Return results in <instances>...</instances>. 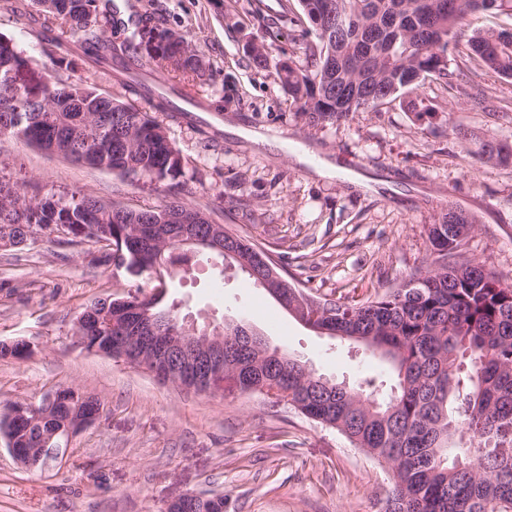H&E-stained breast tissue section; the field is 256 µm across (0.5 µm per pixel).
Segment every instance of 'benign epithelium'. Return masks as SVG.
Returning a JSON list of instances; mask_svg holds the SVG:
<instances>
[{
    "label": "benign epithelium",
    "instance_id": "obj_1",
    "mask_svg": "<svg viewBox=\"0 0 512 512\" xmlns=\"http://www.w3.org/2000/svg\"><path fill=\"white\" fill-rule=\"evenodd\" d=\"M222 240H224V225L213 224L210 236L206 239L198 237L193 230L184 232L180 238V246L191 251L201 247L213 249L224 255V261L228 263L232 257L236 256V252L224 246ZM259 283L288 313L307 326H312L321 316L322 309L318 302L298 296L288 297L283 290L282 279L277 275L272 273L261 276ZM86 321L87 315L83 313L76 323L77 341L86 350L113 356L134 367L146 370L165 383L171 382L194 390H207L216 378L224 376V337L253 335L252 331L241 324L227 323L224 329L216 330L211 334L200 335L195 328L185 326L171 336H157L152 320L145 319L128 327V331L133 333L131 340L141 343V346L123 347L116 352L112 347L101 346L86 335L84 329ZM87 399L88 395L79 392L75 387L63 385L48 394L41 405L16 403L0 418L8 424L28 419L36 421L50 416L56 409L65 406L71 410L70 421L62 437V440L66 441L98 420L100 411L82 407ZM5 438L13 458L28 469L43 467L50 458L61 453L59 448L48 447L51 443L49 439L41 448H23L17 436L7 433ZM204 500L206 497L192 493L179 494L165 503L163 512H182L186 505Z\"/></svg>",
    "mask_w": 512,
    "mask_h": 512
}]
</instances>
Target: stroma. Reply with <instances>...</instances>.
<instances>
[{
  "mask_svg": "<svg viewBox=\"0 0 512 512\" xmlns=\"http://www.w3.org/2000/svg\"><path fill=\"white\" fill-rule=\"evenodd\" d=\"M0 0V35L52 80H89L127 94L107 71L88 72L69 54L76 40L38 26ZM119 17L156 14L191 44L201 67L163 73L138 67L167 99L196 97L198 112L157 113L184 157L186 198L211 219L266 248L283 276L327 298L364 300L425 265L424 228L447 207L474 216L470 258L512 283V162L487 159L485 143L512 145V79L452 60L451 83L428 80L389 104L337 125L309 126L296 114L275 68L256 69L246 47L266 40L256 12L273 16L281 60L301 63L298 0H113ZM492 109H473L471 98ZM330 161L340 172L318 176ZM0 165L29 193L87 194L132 209L161 206L160 185L0 139ZM88 240L43 239L0 246V342L24 341V359L0 357V410L40 403L62 385L96 396L99 420L73 436L64 457L41 468L16 463L0 437V512H161L178 493H218L224 512H384L387 465L335 429L232 379L205 393L157 382L147 372L82 348L74 335L100 298L152 292L147 276L100 263ZM166 301L197 326L241 322L270 348L316 373L357 385L376 364L354 343L310 331L236 266L215 274L201 255L193 275L167 283Z\"/></svg>",
  "mask_w": 512,
  "mask_h": 512,
  "instance_id": "obj_1",
  "label": "stroma"
}]
</instances>
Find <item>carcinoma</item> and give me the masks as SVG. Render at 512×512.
<instances>
[{"label": "carcinoma", "instance_id": "obj_1", "mask_svg": "<svg viewBox=\"0 0 512 512\" xmlns=\"http://www.w3.org/2000/svg\"><path fill=\"white\" fill-rule=\"evenodd\" d=\"M303 63L282 62L277 76L295 112L310 126L335 125L352 114L376 108L409 93L428 78H448L450 55L475 60L502 78H512V31L478 30L466 43L457 31L487 13L512 15V0H299ZM35 11L14 7L16 16L40 22L44 32L66 25L78 37L83 55L96 64L140 60L144 37L156 41L150 59L156 68L196 71L186 39L152 15L128 21L129 35L116 43L106 36L115 27L112 14L97 0H32ZM308 27H303V24ZM273 25L268 39L253 43L249 57L268 67L277 50ZM31 65L11 39L0 35V137L47 150L68 147L69 159L107 169L132 180L161 184L169 201L155 210H115L91 195L40 197L25 185L0 175V227L24 224L48 242L59 240L62 224H83L86 237L105 248L101 261L155 279L187 276L194 254L179 246L184 224L201 210L181 196L186 162L165 127L148 113L95 87L46 83L48 96L30 103V111L4 107L18 95L9 73ZM484 154L501 163L512 148L488 143ZM473 219L453 210L425 226L434 259L417 268L397 288L364 301L327 300L328 316L318 324L336 340L357 337L381 360L395 385L376 374L356 386L337 383L324 389L305 376L296 357L281 358L240 372L239 388H266L291 397L298 411L343 434L352 445L390 465L393 489L384 512H512V283L500 279L491 264L463 254L459 226ZM240 268L260 270L255 243L238 236ZM123 298L90 304L101 319L100 336L116 345L122 332L111 328L116 314L130 319ZM163 293L149 295L144 310L170 317L165 331L183 319L161 305ZM233 361L249 363L258 349L227 342ZM68 411L60 409L41 425L17 427L25 448H37L49 432L61 428Z\"/></svg>", "mask_w": 512, "mask_h": 512}]
</instances>
